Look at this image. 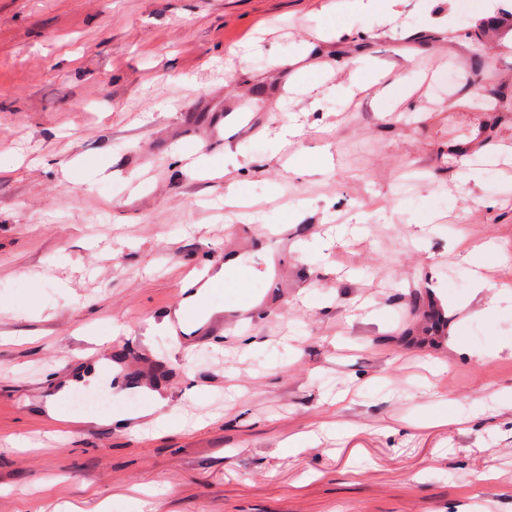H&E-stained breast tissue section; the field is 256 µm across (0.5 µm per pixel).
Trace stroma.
Masks as SVG:
<instances>
[{"mask_svg": "<svg viewBox=\"0 0 512 512\" xmlns=\"http://www.w3.org/2000/svg\"><path fill=\"white\" fill-rule=\"evenodd\" d=\"M487 19L507 0H0V512H512ZM210 258L256 313L173 357L158 318ZM85 344L143 393L100 373L109 410L56 398L52 431Z\"/></svg>", "mask_w": 512, "mask_h": 512, "instance_id": "35a3bbf8", "label": "stroma"}]
</instances>
